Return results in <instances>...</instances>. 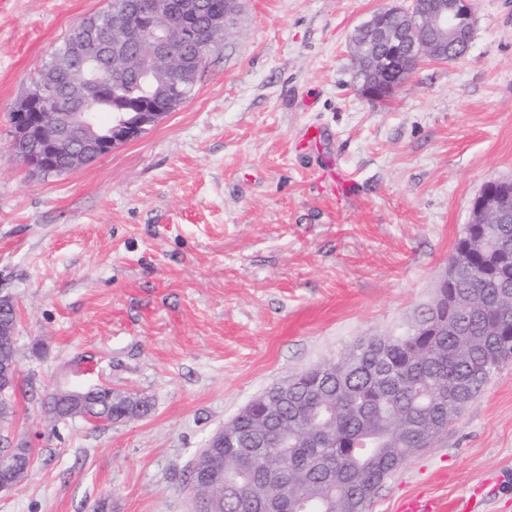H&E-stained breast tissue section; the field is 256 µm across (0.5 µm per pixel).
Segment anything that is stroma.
I'll list each match as a JSON object with an SVG mask.
<instances>
[{
    "label": "stroma",
    "instance_id": "stroma-1",
    "mask_svg": "<svg viewBox=\"0 0 512 512\" xmlns=\"http://www.w3.org/2000/svg\"><path fill=\"white\" fill-rule=\"evenodd\" d=\"M109 0H0V298L17 307L11 439L31 452L0 512H195L187 470L269 387L436 296L482 185L512 179V0H475L466 56L385 100L355 89V29L409 0H239L193 96L79 169L31 172L9 112ZM147 400L111 425L38 398ZM512 512V361L365 512L406 497Z\"/></svg>",
    "mask_w": 512,
    "mask_h": 512
}]
</instances>
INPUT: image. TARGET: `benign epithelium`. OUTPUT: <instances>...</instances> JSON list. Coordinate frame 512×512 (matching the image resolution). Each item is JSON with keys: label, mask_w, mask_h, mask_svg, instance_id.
I'll list each match as a JSON object with an SVG mask.
<instances>
[{"label": "benign epithelium", "mask_w": 512, "mask_h": 512, "mask_svg": "<svg viewBox=\"0 0 512 512\" xmlns=\"http://www.w3.org/2000/svg\"><path fill=\"white\" fill-rule=\"evenodd\" d=\"M173 9L168 0H132L124 11L112 15V28L98 31L85 21L75 29L74 37L78 43H89L105 53L112 46L132 41L142 43L150 50L147 63H140L139 56L125 51L112 53L111 63L119 64L124 73L133 72L148 79L158 72L175 70L180 84L188 85L193 70L184 65L181 54L172 48L167 31L158 24V20L169 16ZM132 17L139 19V25L134 27L130 24ZM473 26V0H433L427 11L422 9L421 0H411L407 8L394 6L373 13L362 28L377 31L383 48L371 52L361 45L354 47L353 68L360 78L356 82L358 91L370 100H384L407 75V60L460 58L470 48ZM79 67L86 71V77L73 89L66 110L47 111L54 84L46 75L40 76L38 98L28 97L12 110L13 143L34 146V151L24 154L21 160L40 174L49 175L57 171L56 163L61 158L66 159L70 171L84 165L85 158L78 144L67 135L73 124L80 125L85 135L94 140L97 155L102 157L116 146L139 138L148 126L181 105L180 97L171 95L167 97L168 108L165 110L142 103L132 118H123L100 133L88 106L109 93L110 87L89 73V61H82ZM511 223L512 180L485 182L473 200L471 219L466 227L478 229L488 224ZM506 253L500 237L494 233L467 234L466 242L454 251L446 273L438 283L437 296L427 307L420 328L431 330L451 322L458 298L449 292L448 284L454 283L464 272L478 273L476 256L499 263ZM16 386V365L0 368V397L11 396Z\"/></svg>", "instance_id": "benign-epithelium-1"}]
</instances>
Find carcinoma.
<instances>
[{
	"mask_svg": "<svg viewBox=\"0 0 512 512\" xmlns=\"http://www.w3.org/2000/svg\"><path fill=\"white\" fill-rule=\"evenodd\" d=\"M201 3L197 15L175 12L172 37L192 22L201 44L210 41L208 20L232 4ZM90 51L69 39L56 50L57 62L47 64L56 82L54 102L67 101L74 81L68 59ZM100 77L112 85V98L92 106L96 116L116 118L145 91L135 75L107 67ZM484 271L485 279L455 282L469 303L455 317L461 328L360 339L320 369L289 378L288 397L276 385L260 395L253 415L224 436V447L205 445L190 466L199 512H266L283 498L295 512H365L382 482L444 432L487 378L512 360V338L500 335L512 323V298L482 306L494 282L512 283V260ZM41 405L57 420L81 416L96 424L140 419L150 411L141 399L112 400V389L103 387L89 389L80 402L55 388ZM275 471L283 472L282 481L269 480Z\"/></svg>",
	"mask_w": 512,
	"mask_h": 512,
	"instance_id": "carcinoma-1",
	"label": "carcinoma"
}]
</instances>
